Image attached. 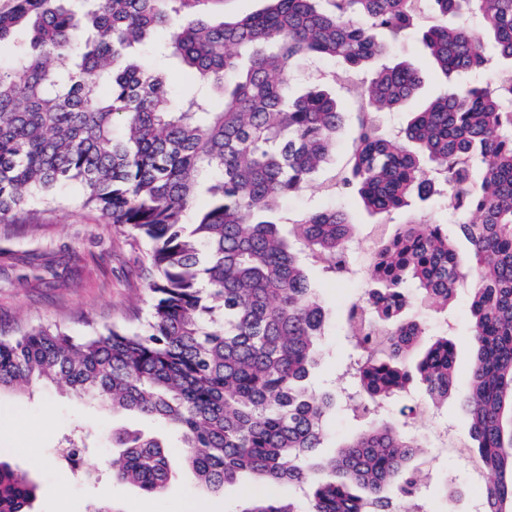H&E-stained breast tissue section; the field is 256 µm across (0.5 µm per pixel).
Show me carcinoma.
Listing matches in <instances>:
<instances>
[{"label": "carcinoma", "instance_id": "carcinoma-1", "mask_svg": "<svg viewBox=\"0 0 512 512\" xmlns=\"http://www.w3.org/2000/svg\"><path fill=\"white\" fill-rule=\"evenodd\" d=\"M219 0H7L0 47L27 41L0 69V223L72 184L82 204L144 241L155 296L143 331L114 328L75 338L47 327L0 338V391L64 382L76 395L164 422L184 461L219 491L240 475L265 491L242 512H398L419 470L422 444L389 420H372L336 453H319L336 405L309 390L326 312L307 258L335 278L349 273L354 223L316 209L280 230L279 200L305 188L336 154L344 113L330 91L291 87L297 58L362 69L412 32L414 0H265L263 9L215 23ZM453 18L477 15L475 33L453 23L422 33L443 77L454 76L395 136L377 113L405 109L423 70L383 65L364 87L342 187L377 215L419 200L451 201L448 220L413 218L381 243L362 304L347 315V367L375 404L417 379L433 404L448 399L454 343L432 340L407 314L413 300L448 308L468 278L469 438L488 484L485 512H512V0H427ZM159 37L161 54L198 81L171 105L159 74L133 59ZM504 66L492 83L459 79L486 68L485 45ZM219 90L221 97H211ZM205 194L209 204L196 205ZM385 334L375 348L365 335ZM121 452L112 479L147 494L172 477L165 444L112 432ZM288 484L305 502L283 500ZM38 485L0 460V512H31Z\"/></svg>", "mask_w": 512, "mask_h": 512}]
</instances>
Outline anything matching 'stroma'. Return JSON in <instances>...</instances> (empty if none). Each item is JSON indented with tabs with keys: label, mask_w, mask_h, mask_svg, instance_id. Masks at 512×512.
<instances>
[{
	"label": "stroma",
	"mask_w": 512,
	"mask_h": 512,
	"mask_svg": "<svg viewBox=\"0 0 512 512\" xmlns=\"http://www.w3.org/2000/svg\"><path fill=\"white\" fill-rule=\"evenodd\" d=\"M440 22V17L428 8H420L414 32L391 43L384 57L388 64L413 61L422 66L425 80L420 96L424 99L436 96L444 81L430 65L420 33ZM291 81L299 89L309 84L326 86L335 92L345 111L354 109L340 64L297 60ZM354 132L353 121H346L338 133L336 157L317 176L316 186L285 196L279 210L281 217L293 218L309 209L341 205L355 224V272L350 279L337 282L318 267L308 269L327 315L323 356L311 372L308 385L314 392H329L337 397L348 380L345 307L366 288L361 276L366 265L365 238L380 223L400 224L413 215L431 223L444 217L440 209L418 205L372 216L350 195L324 192L323 183L331 181L345 166L346 148ZM81 197V189L71 186L34 213L22 212L9 223H0V336H15L38 326H51L72 336H86L111 327L130 331L145 327L152 302L147 287L148 247L105 223L98 212L82 207ZM423 316L430 333H448L457 345L455 386L441 408H434L420 389L412 387L397 402L378 409L376 415L406 421L408 432L423 443L424 452L417 464L431 476L422 494L427 512H467L474 481L467 459L442 448L431 431L433 425L439 424L457 435L468 433L467 417L460 406L470 384V311L466 292L458 293L447 312L427 310ZM362 424V418L353 416L338 397L324 426L325 452H333ZM121 428L165 438L175 468L163 494L149 495L113 482L106 461L117 452L112 433ZM81 431L88 435L83 463L93 471L89 479L71 472L57 456L65 439ZM182 455L180 439L169 433L163 423L125 411H111L75 396L64 384H48L26 394H0V457L29 472L37 481L39 496L33 512H88L99 501L112 503L118 512H190L195 502L205 503L208 512H240L257 491L256 484L245 478L226 484L221 492H212L196 481L183 464ZM445 485L452 487V494L442 495Z\"/></svg>",
	"instance_id": "35a3bbf8"
}]
</instances>
